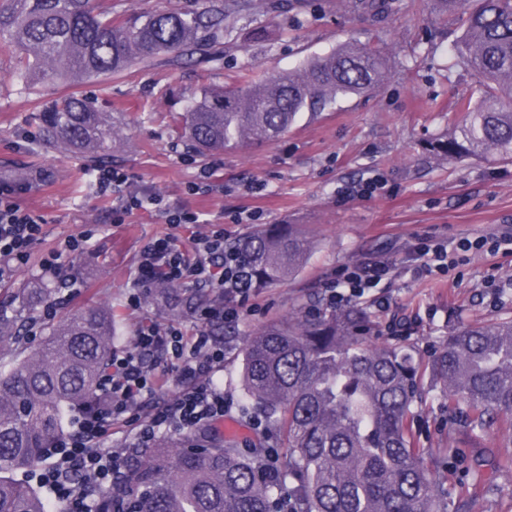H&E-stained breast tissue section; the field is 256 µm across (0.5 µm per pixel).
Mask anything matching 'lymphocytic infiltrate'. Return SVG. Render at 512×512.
I'll return each mask as SVG.
<instances>
[{
  "mask_svg": "<svg viewBox=\"0 0 512 512\" xmlns=\"http://www.w3.org/2000/svg\"><path fill=\"white\" fill-rule=\"evenodd\" d=\"M130 183V175L117 168L100 172L96 179L99 192L114 196L113 223H124L126 216L143 212L161 217L171 231L139 250L128 283L129 306L141 308L146 295L162 281L209 289L215 301L197 309L194 332L176 323L149 320L136 328L129 347L113 350L95 407L61 441L59 460L40 475L60 512H93L97 489L117 486L127 468L128 448L152 447L168 432L214 429L232 409L223 388L214 381L224 369L225 345L211 335L208 326L214 321L238 325L252 310L250 269L242 251L226 245L224 225L257 224L262 214L239 210L199 232L195 226L203 222L200 214L170 209L161 195L130 190ZM18 194L17 188L0 185V282L29 263L42 235L41 217L22 208ZM180 228L190 230L188 242L177 237ZM485 248L511 253L512 234L487 232L452 246L443 239L419 237L412 250V272L417 277L443 275ZM390 272L384 263L345 264L323 281L322 288L330 305L347 307L365 300ZM116 426L123 429L121 449L108 445Z\"/></svg>",
  "mask_w": 512,
  "mask_h": 512,
  "instance_id": "obj_1",
  "label": "lymphocytic infiltrate"
}]
</instances>
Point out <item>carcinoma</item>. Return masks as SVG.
I'll return each instance as SVG.
<instances>
[{
    "label": "carcinoma",
    "mask_w": 512,
    "mask_h": 512,
    "mask_svg": "<svg viewBox=\"0 0 512 512\" xmlns=\"http://www.w3.org/2000/svg\"><path fill=\"white\" fill-rule=\"evenodd\" d=\"M461 15L463 36L453 65L477 76L474 95L459 97L455 129L428 144L439 159L491 155L512 162V0H434ZM254 0H224L202 11L132 16L112 0H5L0 36L18 49L16 83L43 76L64 83L124 72L155 58L221 46L224 30L252 10ZM373 18L393 14L396 0H355ZM376 48L341 45L263 81L245 75L232 88L206 86L176 124L199 153L262 145L280 138L304 114L373 92L386 75ZM48 151L107 158L121 130L76 93L37 114ZM252 287L291 279L310 250L295 224H275L239 239ZM183 312L199 294L169 283ZM16 313L0 314V340L29 331L23 311L51 299L46 288H17ZM369 322L359 310L308 311L272 322L248 338L240 383L246 413L257 409L268 437L280 442L275 477L265 474L268 448L248 452L222 437L194 433L175 445L162 437L151 448H130L120 488L99 493L95 512H441L446 491L432 480L405 429L415 402L409 359L394 345L372 350ZM33 352L0 357V512H48L41 493L18 478L66 434L68 417L92 408L112 360V308L70 310L44 327ZM451 392L474 408L472 428L512 414V319L462 327L448 337L437 362ZM290 484L284 497L281 486Z\"/></svg>",
    "instance_id": "obj_1"
}]
</instances>
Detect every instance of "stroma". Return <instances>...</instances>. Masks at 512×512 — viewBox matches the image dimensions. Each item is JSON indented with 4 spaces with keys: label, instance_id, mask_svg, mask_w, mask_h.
<instances>
[{
    "label": "stroma",
    "instance_id": "1",
    "mask_svg": "<svg viewBox=\"0 0 512 512\" xmlns=\"http://www.w3.org/2000/svg\"><path fill=\"white\" fill-rule=\"evenodd\" d=\"M265 2L255 0V8L225 33L220 61L171 54L74 85L45 79L18 89L13 54L0 40V184L25 186L22 205L44 220L29 264L0 283V305L11 304L15 288L42 284L38 263L45 253L91 229L90 254L63 256L62 291L50 306L34 309L38 322H57L68 308L108 304L118 328L112 345L123 348L143 318L174 320L163 298L150 296L138 310L126 302L140 248L168 233L169 225L139 212L113 223L112 199L94 184L98 166L40 144L37 113L57 97L83 94L101 111L120 115L121 134L106 165L130 173L133 189L160 194L170 207L211 220L227 211L258 210L266 224L299 225L312 242L293 279L256 289L257 312L226 339L216 380L235 404L239 446L257 438L241 411L239 369L247 337L308 308L336 267L385 261L394 275L374 288V300L365 306L372 325L367 342L388 347L394 338L387 322L407 320L405 344L417 366L409 433L430 477L448 489L445 512H512V418L472 429L465 422L470 407L449 400L448 383L434 368L460 326L512 317V256L483 251L435 278L408 270L415 236L458 240L512 225V164L491 157L445 161L426 150L431 139L456 126L453 103L476 83L473 72L448 68L461 23L436 10L432 0H399L382 23L353 10L351 0H287L279 11L266 9ZM343 43L370 44L387 57L391 75L374 93L302 118L259 148L201 156L178 136L175 119L201 86L230 85L244 73L264 80ZM204 168L211 171L212 190L188 193L187 183L198 181ZM374 176L385 182L380 193L346 195L348 186ZM252 180L259 190L245 192Z\"/></svg>",
    "mask_w": 512,
    "mask_h": 512
}]
</instances>
